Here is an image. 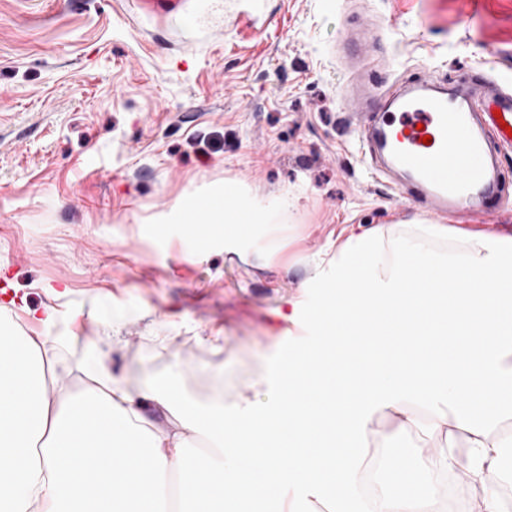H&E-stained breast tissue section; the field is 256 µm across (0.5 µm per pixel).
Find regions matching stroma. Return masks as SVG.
Returning a JSON list of instances; mask_svg holds the SVG:
<instances>
[{"instance_id":"1","label":"stroma","mask_w":512,"mask_h":512,"mask_svg":"<svg viewBox=\"0 0 512 512\" xmlns=\"http://www.w3.org/2000/svg\"><path fill=\"white\" fill-rule=\"evenodd\" d=\"M484 72L512 82V0H261L254 24L219 0L189 30L130 0H0V269L21 299L0 316L33 335L55 310L75 386L102 355L203 408L265 407L350 232L434 221L353 151L345 83ZM228 183L291 207L195 246L174 214ZM447 225L512 237V202Z\"/></svg>"}]
</instances>
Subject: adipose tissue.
Here are the masks:
<instances>
[{
    "label": "adipose tissue",
    "instance_id": "obj_1",
    "mask_svg": "<svg viewBox=\"0 0 512 512\" xmlns=\"http://www.w3.org/2000/svg\"><path fill=\"white\" fill-rule=\"evenodd\" d=\"M287 207L240 202L201 216L213 234L277 223ZM451 235L458 250H438ZM316 319L323 342L281 364L273 407L245 418L187 412L169 381L125 384L102 356L72 390L49 336L1 319L0 512H296L302 484L337 512H440L430 478L461 463L480 512H504L485 475L512 448L498 430L512 418V238L444 224L351 235ZM151 404L166 424L147 415ZM378 412L395 422L382 443L392 480L364 498ZM430 440L409 468L406 453Z\"/></svg>",
    "mask_w": 512,
    "mask_h": 512
}]
</instances>
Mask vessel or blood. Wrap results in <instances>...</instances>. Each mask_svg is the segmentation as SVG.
Returning <instances> with one entry per match:
<instances>
[{
    "instance_id": "obj_1",
    "label": "vessel or blood",
    "mask_w": 512,
    "mask_h": 512,
    "mask_svg": "<svg viewBox=\"0 0 512 512\" xmlns=\"http://www.w3.org/2000/svg\"><path fill=\"white\" fill-rule=\"evenodd\" d=\"M143 12L170 18L183 0H135ZM512 142V91L489 86L482 104L464 87L444 88L435 78L400 87L373 113L359 139L373 158L371 174L402 172L400 185L428 214L443 218L461 210L490 212L503 200L499 168L486 133Z\"/></svg>"
}]
</instances>
